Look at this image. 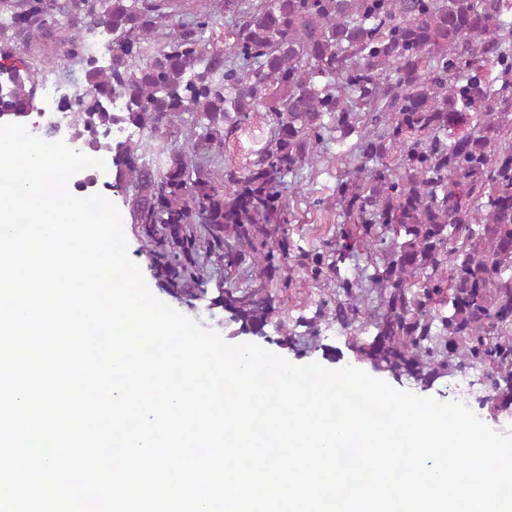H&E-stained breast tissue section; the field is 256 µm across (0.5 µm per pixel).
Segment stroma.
<instances>
[{"label": "stroma", "instance_id": "35a3bbf8", "mask_svg": "<svg viewBox=\"0 0 512 512\" xmlns=\"http://www.w3.org/2000/svg\"><path fill=\"white\" fill-rule=\"evenodd\" d=\"M270 136L271 127L265 112L251 113L241 128L226 140L222 163L239 169L255 161ZM318 151L320 161L314 168L303 169L285 178L284 195L294 215L288 226L292 245L288 260L292 284L285 291L275 283L269 286L268 293L274 300L276 311L260 336L244 333L240 322L232 320L229 313L213 303L218 295L217 283L223 281L228 286L240 288L248 285L254 275L251 265H242L229 273L223 264L209 263L205 290L194 297L169 288L157 277L151 265L146 243L133 221L129 198L114 192L109 186L115 177L114 167L103 170L88 168L79 171L78 176L91 181L84 190L85 195L101 194L119 208L128 253L139 265L156 298L216 331L228 343H252L295 364L317 362L330 370L349 365L367 372L371 365L358 358L354 345L370 340L374 334L370 319L379 304V290L370 283L369 276L374 271L375 261L380 260L383 251L388 248L393 232L380 230L379 242L371 250H358L342 268V276L359 283L355 293L362 300L360 322L347 329L337 323L331 313H319L321 302L335 301L336 285L309 280L300 266V260L303 253L329 250L343 226V219L335 206L336 182L350 165L352 148L350 143H339L328 138L320 144ZM287 335L293 339L289 347L282 343Z\"/></svg>", "mask_w": 512, "mask_h": 512}]
</instances>
